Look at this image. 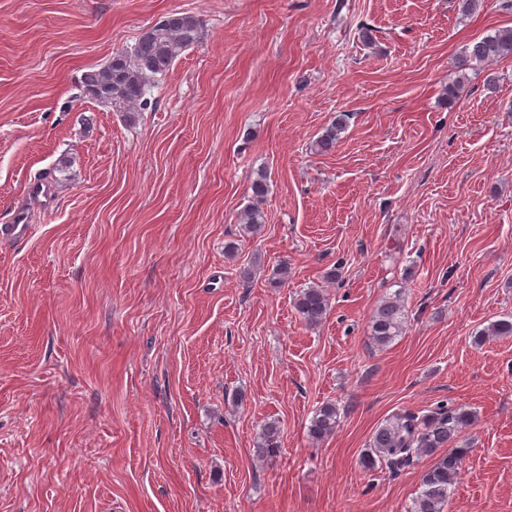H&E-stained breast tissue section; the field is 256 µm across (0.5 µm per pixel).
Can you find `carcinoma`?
Listing matches in <instances>:
<instances>
[{"label":"carcinoma","instance_id":"carcinoma-1","mask_svg":"<svg viewBox=\"0 0 512 512\" xmlns=\"http://www.w3.org/2000/svg\"><path fill=\"white\" fill-rule=\"evenodd\" d=\"M201 32L202 22L198 17L184 12L170 13L147 28L133 47L114 52L108 62L85 72L81 77L82 87L96 102L135 112L144 103L150 82L164 77L177 58L200 41ZM508 56H512V28L499 29L466 44L458 69L463 73ZM350 120L351 113H336L313 142V149L321 154L331 152ZM251 191V200L241 213V221L244 233L256 235L265 223L262 209L268 193L265 174H258ZM293 308L308 325L321 323L328 311L325 290L319 285L300 289L293 299ZM370 323L371 339L377 345H387L401 335L405 314L399 295L383 301L374 310ZM510 335L512 318L501 319L476 332L474 342L481 343L489 336ZM339 417V408L333 402L317 408L308 427L311 440L320 442L335 434ZM472 420L473 413L468 408H450L443 404L426 412L395 413L375 429L360 464L368 471L381 464L401 470L421 457L434 458L421 476L412 512H446L450 487L468 452V446L460 442V435ZM279 441L278 422L266 423L257 443V455L264 458L273 454L279 448Z\"/></svg>","mask_w":512,"mask_h":512}]
</instances>
